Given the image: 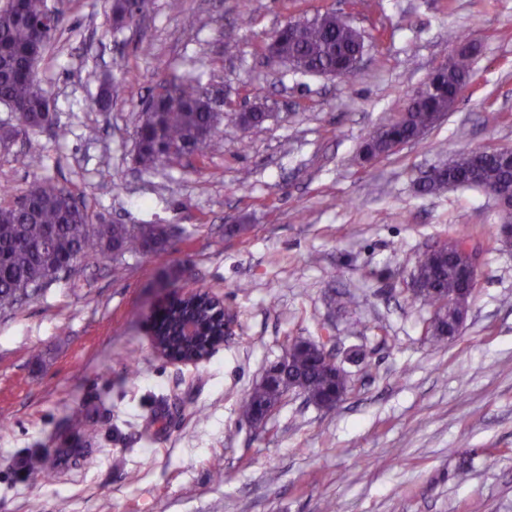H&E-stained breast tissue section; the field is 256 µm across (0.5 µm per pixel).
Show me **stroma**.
<instances>
[{"instance_id":"35a3bbf8","label":"stroma","mask_w":512,"mask_h":512,"mask_svg":"<svg viewBox=\"0 0 512 512\" xmlns=\"http://www.w3.org/2000/svg\"><path fill=\"white\" fill-rule=\"evenodd\" d=\"M48 4L66 27L36 71L69 134L19 131L0 104V199L48 180L93 223L173 237L117 268L85 259L73 282L0 317V512L62 500L68 512H512V249L481 190L414 187L463 150L512 148V0H184L178 14L153 0L119 31L111 0ZM328 9L364 36L350 79L268 66L276 30ZM452 29L481 44L456 109L362 162L369 134L445 62ZM110 71L121 86L101 112ZM190 74L220 89V134L205 156L141 171L146 98ZM250 106L269 117L244 131ZM33 150L42 168L26 166ZM457 236L479 281L460 335L436 345L408 283L418 253ZM189 288L223 298L235 321L207 359L182 364L151 334ZM327 336L364 354L343 365L346 399L324 409L292 392L263 428L243 421L289 339ZM32 454L41 469L23 468Z\"/></svg>"}]
</instances>
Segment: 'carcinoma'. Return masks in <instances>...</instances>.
<instances>
[{"mask_svg":"<svg viewBox=\"0 0 512 512\" xmlns=\"http://www.w3.org/2000/svg\"><path fill=\"white\" fill-rule=\"evenodd\" d=\"M151 0H111L115 20L126 16L141 18L149 11ZM47 0H6L0 7V102L22 109L21 124L52 123V104L39 87L36 64L48 46L63 30L65 19L59 14L47 34L35 38V24L48 18ZM360 48V42L341 15L333 10L311 18L289 22L275 32L266 51L281 64L303 74L335 72L352 77L347 71L348 54ZM473 57L462 55L454 65L434 77V88L419 94L402 123L390 126L388 138L367 140L363 151L369 155L389 156V140L411 139L433 128L434 116L448 110L467 85ZM119 85L117 81L100 83L95 106L107 111ZM143 112L151 114L135 129V162L149 172L177 157L178 148L202 156L218 132L220 116L212 111L210 100L202 95L200 76L172 81L152 94ZM465 175L461 163L448 168L435 165L418 191L423 195L439 193L460 182ZM478 183L484 189L512 184V164L498 157L488 159L480 168ZM30 198L20 207L0 201V315L15 312L23 303L35 299L54 284L68 281L78 264L90 255L117 262L127 255H157L171 239L164 224H92L89 215L74 195L50 181L35 183L28 189ZM457 264L448 249L421 252L415 262L422 300L433 309L426 322V336L440 344L448 338V312L441 305L446 295L457 293L462 285ZM210 336L197 340L164 334L158 342L174 356H185L202 347ZM288 361L272 386L256 385L243 406V418L252 422L262 408L280 402L284 391L296 390L318 407L339 403L350 388L346 372L331 364L333 356H324L300 338L289 340Z\"/></svg>","mask_w":512,"mask_h":512,"instance_id":"1","label":"carcinoma"}]
</instances>
